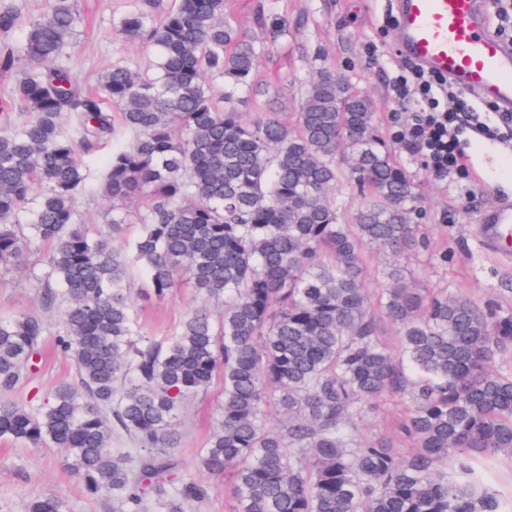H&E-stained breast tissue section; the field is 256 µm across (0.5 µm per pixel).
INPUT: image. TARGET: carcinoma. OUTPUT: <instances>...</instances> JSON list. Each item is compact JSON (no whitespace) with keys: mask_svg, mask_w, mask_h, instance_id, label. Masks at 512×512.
Masks as SVG:
<instances>
[{"mask_svg":"<svg viewBox=\"0 0 512 512\" xmlns=\"http://www.w3.org/2000/svg\"><path fill=\"white\" fill-rule=\"evenodd\" d=\"M226 0H132L120 29L153 49L88 86L67 55L78 0H46L0 43L16 75L0 110V280L27 271L52 330L33 312L0 315V439L59 448L84 490L112 512H186L204 497L173 455L187 401L222 376L224 397L201 452L233 475L234 512H512L483 462L512 461V316L466 294L424 287L393 261L365 288L368 250L415 251L413 182L375 134L370 101L330 70L299 112L246 121L267 90L265 41L233 26ZM20 22L0 5V32ZM112 217L82 224L86 159L103 145ZM347 153L358 197L348 217L330 193ZM141 232L114 246L136 202ZM44 272L32 268V257ZM163 300L183 277L202 304L168 336L145 333L128 288ZM224 298L217 318L207 302ZM400 327L392 343L382 319ZM52 337L74 378L39 404L16 398ZM399 395L389 433L357 425ZM275 405L281 420L266 422ZM28 512H64L53 497Z\"/></svg>","mask_w":512,"mask_h":512,"instance_id":"obj_1","label":"carcinoma"}]
</instances>
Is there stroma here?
I'll return each mask as SVG.
<instances>
[{"label":"stroma","instance_id":"obj_1","mask_svg":"<svg viewBox=\"0 0 512 512\" xmlns=\"http://www.w3.org/2000/svg\"><path fill=\"white\" fill-rule=\"evenodd\" d=\"M84 22L76 37L74 60L88 80L116 59L135 67L149 65L152 54L118 34L127 0H80ZM227 11L238 28L265 37L281 24L284 34L260 62V72L278 76L265 101L279 112L298 111L304 88L319 69L335 71L351 88L367 96L375 113L377 133L394 150L411 176L424 210L427 250L401 258L409 272L431 288L469 294L481 307L512 314V263L487 254L474 236L479 216L496 203L512 202V146L468 134V167L461 184L435 179L420 156L396 143L397 126L410 119L415 104H397L390 84L404 58L394 45L396 0H228ZM190 282L165 300L136 298L135 309L150 334H169L197 305ZM28 310L49 325L61 319V307L42 308L26 276L0 284V311ZM222 399V383L194 397L186 406L180 430L186 442L174 451L184 480L203 486L205 496L189 502L186 512H232L233 479L212 476L200 465V451ZM50 494L66 512H111L90 498L55 448H20L0 441V512H27L28 503Z\"/></svg>","mask_w":512,"mask_h":512}]
</instances>
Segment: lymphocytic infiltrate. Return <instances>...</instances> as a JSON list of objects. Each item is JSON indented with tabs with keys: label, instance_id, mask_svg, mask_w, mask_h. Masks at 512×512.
Masks as SVG:
<instances>
[{
	"label": "lymphocytic infiltrate",
	"instance_id": "1",
	"mask_svg": "<svg viewBox=\"0 0 512 512\" xmlns=\"http://www.w3.org/2000/svg\"><path fill=\"white\" fill-rule=\"evenodd\" d=\"M393 87L397 99H416L419 109L412 123L402 127L397 140L423 157L427 169L441 180L462 172L465 151L461 137L465 131L488 137L499 136L512 127V113L502 112L497 123L486 118L482 103L463 93L448 90L445 76L413 67L410 74L397 75Z\"/></svg>",
	"mask_w": 512,
	"mask_h": 512
}]
</instances>
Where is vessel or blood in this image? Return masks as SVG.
<instances>
[{
	"label": "vessel or blood",
	"mask_w": 512,
	"mask_h": 512,
	"mask_svg": "<svg viewBox=\"0 0 512 512\" xmlns=\"http://www.w3.org/2000/svg\"><path fill=\"white\" fill-rule=\"evenodd\" d=\"M395 46L456 88L512 112V46L485 31L484 0H398ZM475 234L482 247L512 259V205L485 211Z\"/></svg>",
	"instance_id": "vessel-or-blood-1"
}]
</instances>
